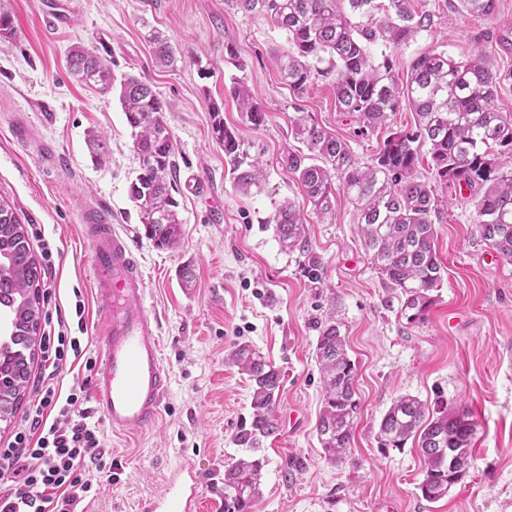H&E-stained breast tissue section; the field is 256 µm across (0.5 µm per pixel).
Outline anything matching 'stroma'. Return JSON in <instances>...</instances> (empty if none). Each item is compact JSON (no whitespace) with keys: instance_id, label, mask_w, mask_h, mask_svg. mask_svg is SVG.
Instances as JSON below:
<instances>
[{"instance_id":"35a3bbf8","label":"stroma","mask_w":512,"mask_h":512,"mask_svg":"<svg viewBox=\"0 0 512 512\" xmlns=\"http://www.w3.org/2000/svg\"><path fill=\"white\" fill-rule=\"evenodd\" d=\"M431 25L397 50L401 66L437 49L458 60L483 49L504 77L496 104L512 112V0L489 17H471L457 0H411ZM15 35L0 42V198L13 204L35 256L52 249L40 282L43 313H59L99 358L100 301L92 286L83 213L104 207L126 232L147 277V305L160 319L170 373L165 408L150 430L115 436L98 423L106 460H119V481L93 471L97 496L83 512H140L164 477L191 460L203 482L204 512H224L214 478L240 453L239 427L250 417L251 384L226 364L235 344L252 345L282 374L279 432L264 440L267 460L255 512H512V264L489 248L474 222L469 189L451 188L432 220L444 265L443 284L427 319L407 324L398 292L368 259L358 212L337 194L334 219L319 221L292 174L279 165L294 144L292 120L305 114L348 142L357 162L377 153L382 134L355 136L338 112L328 80L295 98L281 83L276 55L287 35L263 15L229 0H0ZM159 31L176 51L171 68L156 67L146 40ZM236 46L244 71L224 61ZM107 59L115 78L132 74L167 103L173 137L183 240L157 248L144 234L129 185L140 169L117 94L100 95L68 70L72 46ZM244 76L268 114L253 128L228 89ZM249 144L267 178L262 194L243 195L232 182L223 148L213 139L209 103ZM106 143L93 158L91 135ZM295 202L310 227V249L324 266L325 287L302 275L298 253L283 249L269 219L276 201ZM195 278L184 286L180 271ZM83 313H76V302ZM335 313L356 366L358 427L342 463L329 464L318 442L322 408L315 358L316 318ZM442 399L467 407L478 423L468 476L438 502L422 499L424 459L415 444L382 451L383 414L398 396Z\"/></svg>"}]
</instances>
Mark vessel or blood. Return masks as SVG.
I'll return each instance as SVG.
<instances>
[{
  "label": "vessel or blood",
  "mask_w": 512,
  "mask_h": 512,
  "mask_svg": "<svg viewBox=\"0 0 512 512\" xmlns=\"http://www.w3.org/2000/svg\"><path fill=\"white\" fill-rule=\"evenodd\" d=\"M83 232L93 248L95 292L103 303L102 360L91 379L93 408L113 433L144 431L157 423L169 384L158 320L146 307L145 273L108 212L88 210ZM142 512H202L194 465L186 461L171 471L161 490L144 501Z\"/></svg>",
  "instance_id": "b4317fda"
}]
</instances>
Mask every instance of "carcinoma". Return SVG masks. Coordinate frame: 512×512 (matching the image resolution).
<instances>
[{
	"label": "carcinoma",
	"mask_w": 512,
	"mask_h": 512,
	"mask_svg": "<svg viewBox=\"0 0 512 512\" xmlns=\"http://www.w3.org/2000/svg\"><path fill=\"white\" fill-rule=\"evenodd\" d=\"M235 6L263 14L284 30L292 49L277 56L282 81L296 97L317 80L331 79L336 110L355 119L359 133H386L370 163L356 162L347 142L300 115L293 119L296 147H287L280 165L296 176L317 218L332 213L336 190H343L359 212L360 231L375 269L401 295L400 313L408 324L424 322L443 282L444 266L436 249L432 214L441 188L476 189L475 223L481 238L512 263V112H502L495 97L501 76L478 52L457 61L427 50L399 77L400 61L392 53L375 58L371 48L382 42L397 48L428 27L431 17L418 14L410 0H232ZM478 17L491 15L495 0H458ZM155 63L171 67L170 43L156 31L147 35ZM72 76L99 94L112 92L114 78L107 60L81 47L70 50ZM230 97L254 127L267 112L245 79H232ZM119 99L132 129L133 148L143 159L130 184L145 236L158 248L177 249L182 225L173 197L177 180L175 147L164 120L166 103L135 77L120 84ZM406 103L414 124L391 128V117ZM212 135L224 148L235 189L251 195L264 191L266 175L246 142L224 126L222 107L209 104ZM430 175L420 176L422 150ZM269 223L281 246L304 256L302 271L312 283L323 281L321 262L309 250L307 220L290 200L275 204ZM0 312L7 313L0 339V420L15 412L29 384L40 323L41 268L27 231L10 202L0 199ZM316 357L321 370L323 405L318 441L331 464L351 448L359 402L356 369L340 324L330 317L316 322ZM227 362L252 383L251 416L236 435L242 453L218 482L224 485V512H254L266 460L258 454L263 440L278 432L280 372L249 344L236 345ZM477 423L466 408L440 400L429 407L418 398L397 397L382 417L376 439L383 450L418 441L425 462L419 484L422 498L435 503L448 496L472 467Z\"/></svg>",
	"instance_id": "1"
}]
</instances>
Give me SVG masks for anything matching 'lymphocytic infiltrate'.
Segmentation results:
<instances>
[{
  "mask_svg": "<svg viewBox=\"0 0 512 512\" xmlns=\"http://www.w3.org/2000/svg\"><path fill=\"white\" fill-rule=\"evenodd\" d=\"M40 347L47 374L41 395L29 409L12 441L0 448V478L11 489L0 494V512H77L97 488L87 478L90 467H102L99 431L83 407V390L60 394L55 376L68 359H81L80 337L65 324L49 327Z\"/></svg>",
  "mask_w": 512,
  "mask_h": 512,
  "instance_id": "1",
  "label": "lymphocytic infiltrate"
}]
</instances>
